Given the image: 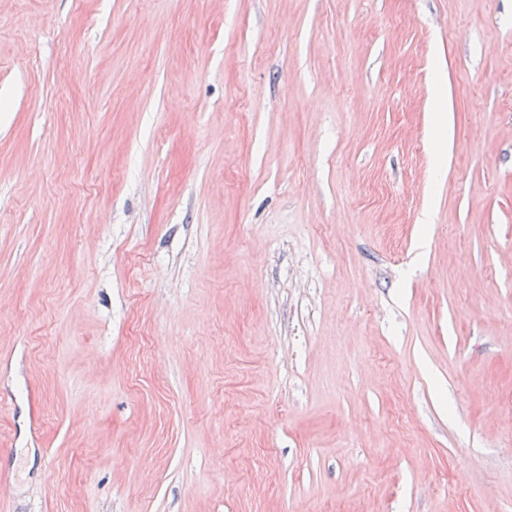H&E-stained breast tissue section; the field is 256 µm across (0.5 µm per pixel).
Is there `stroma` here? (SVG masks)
Returning <instances> with one entry per match:
<instances>
[{"mask_svg": "<svg viewBox=\"0 0 512 512\" xmlns=\"http://www.w3.org/2000/svg\"><path fill=\"white\" fill-rule=\"evenodd\" d=\"M0 470L512 512V0H0Z\"/></svg>", "mask_w": 512, "mask_h": 512, "instance_id": "obj_1", "label": "stroma"}]
</instances>
